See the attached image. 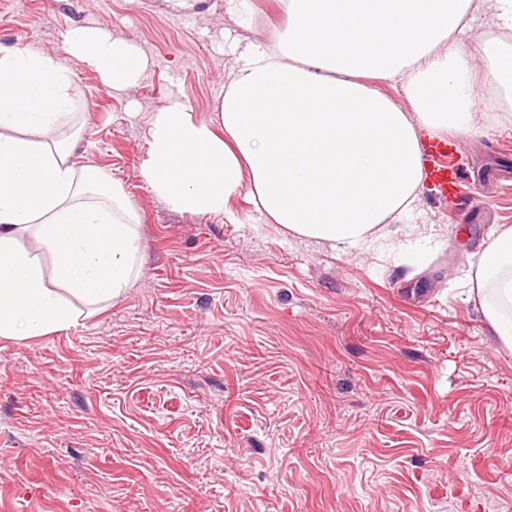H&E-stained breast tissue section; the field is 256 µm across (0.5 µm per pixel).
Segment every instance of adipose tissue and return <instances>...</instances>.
<instances>
[{
    "mask_svg": "<svg viewBox=\"0 0 512 512\" xmlns=\"http://www.w3.org/2000/svg\"><path fill=\"white\" fill-rule=\"evenodd\" d=\"M276 42L235 46L213 121L175 101L155 112L141 175L171 210L236 222L243 196L266 221L365 253L378 228L409 218L424 180L421 139L478 133L475 107L512 105V44L475 39V0H281ZM68 55L111 90L137 85L138 49L98 27L66 36ZM495 95L479 98L473 54ZM400 81L408 108L369 87ZM76 91L44 55L0 47V337L64 330L76 302L122 297L140 266L137 211L121 184L74 160ZM56 260L46 277L21 242ZM471 300L512 349V226L466 273Z\"/></svg>",
    "mask_w": 512,
    "mask_h": 512,
    "instance_id": "adipose-tissue-1",
    "label": "adipose tissue"
}]
</instances>
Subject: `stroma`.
Here are the masks:
<instances>
[{
    "instance_id": "stroma-1",
    "label": "stroma",
    "mask_w": 512,
    "mask_h": 512,
    "mask_svg": "<svg viewBox=\"0 0 512 512\" xmlns=\"http://www.w3.org/2000/svg\"><path fill=\"white\" fill-rule=\"evenodd\" d=\"M225 0H0V47L59 61L76 88L79 164L122 182L139 217L132 288L45 336L0 337V512H512V350L464 272L512 225V121L451 133L479 223L423 187L377 250L171 210L140 175L154 112L201 121L250 26ZM102 27L146 60L108 90L64 51Z\"/></svg>"
}]
</instances>
